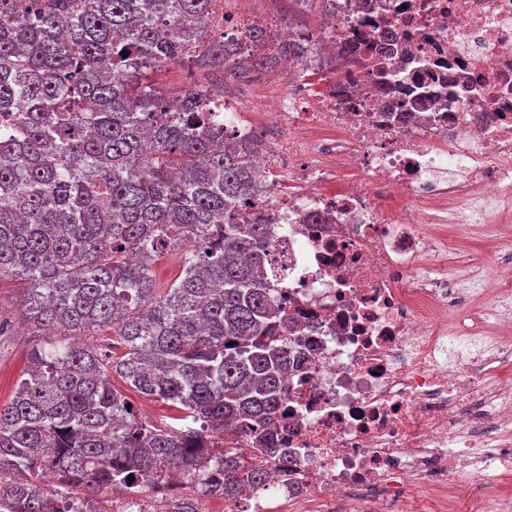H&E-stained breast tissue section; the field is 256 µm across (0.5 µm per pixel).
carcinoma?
<instances>
[{
	"instance_id": "1",
	"label": "carcinoma",
	"mask_w": 512,
	"mask_h": 512,
	"mask_svg": "<svg viewBox=\"0 0 512 512\" xmlns=\"http://www.w3.org/2000/svg\"><path fill=\"white\" fill-rule=\"evenodd\" d=\"M213 0H0V277L25 285L41 335L0 406V512L130 490L168 475L235 497L266 480L240 441L277 451L291 363L281 269L252 203L256 144L224 141L214 108L153 74L239 80L315 40L207 38ZM354 47L336 51V76ZM179 254L158 285L152 265ZM161 402L145 420L128 393ZM204 74L211 76V78L215 80V75L207 74V72L197 69L192 65L191 67L184 65L164 68L162 71L158 72L156 79L161 85L165 86L169 92L180 93L187 89V87H190L188 83L190 79L199 83V77Z\"/></svg>"
}]
</instances>
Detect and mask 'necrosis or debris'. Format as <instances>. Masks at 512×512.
<instances>
[{
	"instance_id": "obj_1",
	"label": "necrosis or debris",
	"mask_w": 512,
	"mask_h": 512,
	"mask_svg": "<svg viewBox=\"0 0 512 512\" xmlns=\"http://www.w3.org/2000/svg\"><path fill=\"white\" fill-rule=\"evenodd\" d=\"M298 36L376 46L382 98L319 52L293 65L256 154L271 294L300 367L273 424L287 468L195 512H512V256L476 259L487 306L448 272L451 224L512 223V0H329ZM186 482L112 494L178 512Z\"/></svg>"
}]
</instances>
